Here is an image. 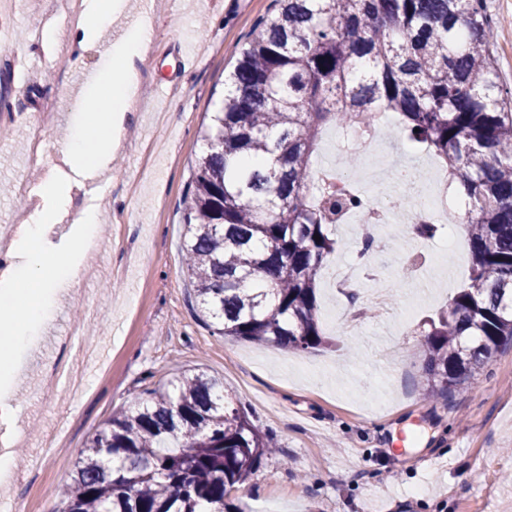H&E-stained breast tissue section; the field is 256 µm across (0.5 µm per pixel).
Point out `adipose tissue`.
Masks as SVG:
<instances>
[{"label": "adipose tissue", "instance_id": "obj_1", "mask_svg": "<svg viewBox=\"0 0 512 512\" xmlns=\"http://www.w3.org/2000/svg\"><path fill=\"white\" fill-rule=\"evenodd\" d=\"M124 0H81L72 32L80 48H92L99 34L110 27ZM151 26L138 23L123 41L113 45L109 63L92 76L80 101V114L67 138L58 146L59 164L43 180L38 203L18 225L5 251L7 266L0 272V332L9 337L0 350V381L12 382L19 374L18 356L31 350L52 320L60 294L78 287L84 274L82 260L99 240L101 209L94 206L71 214L74 191L97 178L122 148L125 114L134 100L139 69L149 59ZM74 215L79 235L73 246L46 251V227Z\"/></svg>", "mask_w": 512, "mask_h": 512}]
</instances>
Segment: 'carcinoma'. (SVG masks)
Wrapping results in <instances>:
<instances>
[{"instance_id":"carcinoma-1","label":"carcinoma","mask_w":512,"mask_h":512,"mask_svg":"<svg viewBox=\"0 0 512 512\" xmlns=\"http://www.w3.org/2000/svg\"><path fill=\"white\" fill-rule=\"evenodd\" d=\"M492 29L484 0H275L257 20L184 194L187 277L220 334L324 343L318 277L340 217L363 204L314 183L317 152L326 128L382 111L467 187L469 283L429 320L424 395L448 398L512 342V90ZM146 394L89 440L54 512H229L275 447L204 371Z\"/></svg>"}]
</instances>
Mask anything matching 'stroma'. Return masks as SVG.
I'll return each mask as SVG.
<instances>
[{
    "label": "stroma",
    "mask_w": 512,
    "mask_h": 512,
    "mask_svg": "<svg viewBox=\"0 0 512 512\" xmlns=\"http://www.w3.org/2000/svg\"><path fill=\"white\" fill-rule=\"evenodd\" d=\"M53 0H16L0 9L11 37L0 45V229L18 224L38 200L47 174L77 118L84 94L76 74L105 66L128 18L145 12L155 31L150 66L126 115L123 151L112 173L75 193L73 210L112 201L102 243L74 293L58 298L56 315L12 387L14 413L0 414L15 468L0 484V504L53 512L72 482L82 448L112 413L182 371L205 370L270 431L278 447L234 490V512H365L373 498L386 512H512V344L448 400L421 394L420 358L428 321L468 281L466 240L440 268L447 225L434 239L410 240L392 224L371 259L392 285L385 308L359 306L356 324L334 322L350 299L329 274L359 227H336V251L321 270L318 298L325 345L305 352L235 341L199 316L180 241L191 164L203 151L197 130L224 96L235 64L272 0H127L126 14L91 49L76 48L71 29L36 49L25 70L18 44L35 38L33 23ZM495 31L500 82L512 88V0H485ZM185 45L193 64L178 68ZM44 141L32 153L29 130ZM58 363L83 372L84 386L47 387L42 374Z\"/></svg>",
    "instance_id": "35a3bbf8"
}]
</instances>
